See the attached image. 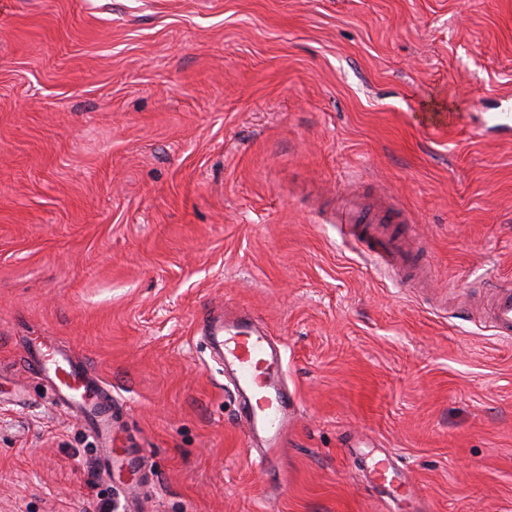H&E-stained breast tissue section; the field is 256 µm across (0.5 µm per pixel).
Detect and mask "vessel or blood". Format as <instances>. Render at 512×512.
Instances as JSON below:
<instances>
[{
    "mask_svg": "<svg viewBox=\"0 0 512 512\" xmlns=\"http://www.w3.org/2000/svg\"><path fill=\"white\" fill-rule=\"evenodd\" d=\"M343 218L354 225L364 253L377 265L398 271L412 287H428L430 265L416 263L415 250L408 247L406 236L399 230L410 221L405 211L391 208L380 199H358ZM487 307L483 325L495 336L511 340L512 283L502 281L492 286L487 292ZM195 330L224 364V378L239 399V417L248 440L254 443L252 453L257 464L273 470L293 409L292 400L282 388V347L259 317L246 309L227 312L218 306L208 307L197 317ZM25 363L35 377L52 383L57 402L87 420L98 443V459L108 476L123 479L141 473L144 456L140 449L112 445L115 404L111 392L71 352L46 336L40 343L31 344ZM352 459L362 466L369 487L397 497L404 471L395 457L368 451L353 453Z\"/></svg>",
    "mask_w": 512,
    "mask_h": 512,
    "instance_id": "obj_1",
    "label": "vessel or blood"
}]
</instances>
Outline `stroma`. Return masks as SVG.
<instances>
[{
  "instance_id": "stroma-1",
  "label": "stroma",
  "mask_w": 512,
  "mask_h": 512,
  "mask_svg": "<svg viewBox=\"0 0 512 512\" xmlns=\"http://www.w3.org/2000/svg\"><path fill=\"white\" fill-rule=\"evenodd\" d=\"M512 0H0V512H512ZM408 209L422 295L355 252L352 195ZM247 307L297 401L282 480L194 334ZM87 363L148 482L110 481L24 366ZM392 452L418 499L368 487ZM488 314L480 322L489 328L495 336L511 341L512 339V283L502 281L487 292Z\"/></svg>"
}]
</instances>
